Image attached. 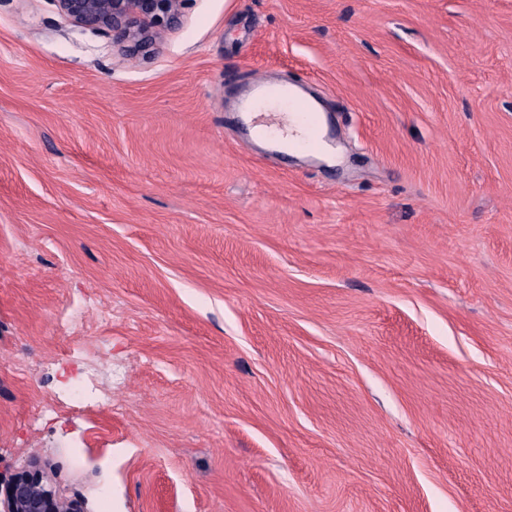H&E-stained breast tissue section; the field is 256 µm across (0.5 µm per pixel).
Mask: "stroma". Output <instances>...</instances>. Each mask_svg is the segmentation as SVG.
<instances>
[{"mask_svg": "<svg viewBox=\"0 0 512 512\" xmlns=\"http://www.w3.org/2000/svg\"><path fill=\"white\" fill-rule=\"evenodd\" d=\"M260 77L337 163L262 153ZM33 460L84 512H512V0H186L145 58L0 0V476ZM289 105L292 112H288V114H294L304 130L303 137L293 143L315 153H325L331 146L333 130L331 128L324 130L318 112L310 103L299 105L295 101L289 100Z\"/></svg>", "mask_w": 512, "mask_h": 512, "instance_id": "obj_1", "label": "stroma"}]
</instances>
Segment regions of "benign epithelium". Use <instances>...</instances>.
<instances>
[{
    "label": "benign epithelium",
    "mask_w": 512,
    "mask_h": 512,
    "mask_svg": "<svg viewBox=\"0 0 512 512\" xmlns=\"http://www.w3.org/2000/svg\"><path fill=\"white\" fill-rule=\"evenodd\" d=\"M72 24L102 33L130 56L153 52L177 26L186 0H54ZM0 512H83L82 502L59 498L37 460L0 484Z\"/></svg>",
    "instance_id": "obj_1"
}]
</instances>
